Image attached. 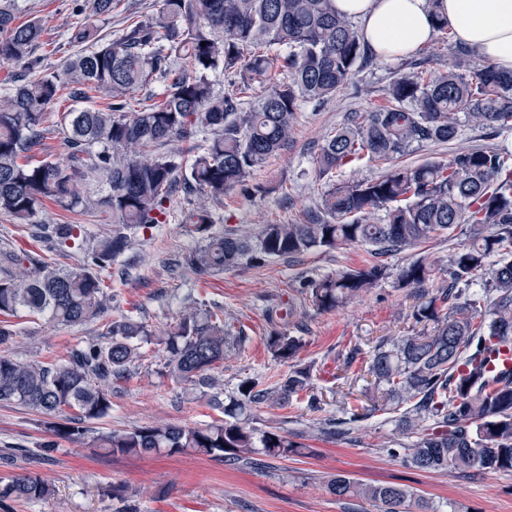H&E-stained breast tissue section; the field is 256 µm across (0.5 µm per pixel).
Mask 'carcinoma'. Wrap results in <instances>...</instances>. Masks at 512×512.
Listing matches in <instances>:
<instances>
[{
	"mask_svg": "<svg viewBox=\"0 0 512 512\" xmlns=\"http://www.w3.org/2000/svg\"><path fill=\"white\" fill-rule=\"evenodd\" d=\"M19 0H0V63L32 73L0 93V211L29 224L52 202L72 212L112 220V230L87 245L81 224H42L32 233L58 248H77L83 258L69 270L39 254L13 253L0 266V347L17 335L9 318L24 311L62 325L81 324L105 312L112 295L101 273L132 248L128 232L167 223L176 189L216 203L237 189L252 195L254 171L288 147L300 106L322 104L352 82L373 53L351 19L336 12L335 0H160L153 15L137 20L105 42L93 24L74 27L71 43L81 50L59 72L34 73V51L42 27L17 22ZM424 55L403 63L405 71L387 86L384 102L353 112L321 145L316 177L327 182L318 210L300 224H263L213 231L204 205L189 215L197 239L179 266L206 281L241 264L295 258L357 243L369 260L360 269L311 279L302 293L316 309L332 310L392 277L399 288L430 280L434 268L424 255L396 268L380 258L417 249L460 224L470 238L453 255L448 285L414 308L426 328L373 349L365 371L397 407L402 431L416 435L405 462L420 471L512 470V370L487 369L490 355L512 350V163L508 150L460 148L448 160L402 162L414 149L458 140L461 121L493 134L512 128V73L454 48L448 68L434 71ZM234 76L215 92L212 75ZM164 83L160 100L127 111L130 95L152 82ZM72 105L53 111L62 98ZM107 100L105 107L89 104ZM64 132L66 157L30 161L45 131ZM211 137L188 163L155 152L201 131ZM388 161L374 179L334 180L358 161ZM107 185L101 195L88 183ZM481 292L470 291L476 279ZM221 308L192 301L163 337L161 374L194 386L224 413L201 427L155 424L88 438V424L109 415L112 385L127 378L154 333L129 316L106 323L102 339L77 342L47 365L0 355V403H17L59 417L54 436L102 448L111 455H170L188 449L227 461L248 459L254 448L286 458L300 443L279 427L255 436L241 415L248 407L307 402L310 367L296 363L302 338L272 332L271 356L291 362L274 384L247 378L224 404L208 390L221 383L214 372L227 353L245 347L243 331L231 332ZM339 499L374 503L376 512L425 510L422 499L397 485H366L346 474L328 483ZM51 486L36 474L0 480V506L45 500Z\"/></svg>",
	"mask_w": 512,
	"mask_h": 512,
	"instance_id": "1",
	"label": "carcinoma"
}]
</instances>
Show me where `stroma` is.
I'll list each match as a JSON object with an SVG mask.
<instances>
[{
    "label": "stroma",
    "mask_w": 512,
    "mask_h": 512,
    "mask_svg": "<svg viewBox=\"0 0 512 512\" xmlns=\"http://www.w3.org/2000/svg\"><path fill=\"white\" fill-rule=\"evenodd\" d=\"M20 5V20L34 18L43 26L42 43L35 51L37 73L57 71L74 51L70 35L78 19L77 0H21ZM157 8L158 0H116L111 19L98 20L97 26L111 40L132 20ZM396 67L393 61L370 64L359 72L357 87H344L319 106L302 105L287 150L268 159L253 175L260 192L248 199L233 192L223 203L213 204L218 219L215 231L302 222L326 189L313 164L322 143L349 113L382 102ZM498 145V136L467 126L458 141L421 148L412 159L445 160L462 147ZM193 206V201L175 194L168 223L134 231L135 245L124 255L132 265L130 275L111 274L112 303L102 316L60 326L19 314L14 319L17 334L7 353L26 362L51 363L69 344L99 335L107 322L122 316H133L162 332L174 325L187 296L215 302L223 306L232 329H244L249 337L245 349L229 352L219 369L221 400L236 396L246 378L258 375L273 381L288 371V364L274 360L266 350L265 338L271 331L301 337L304 346L298 359L312 368L310 387L321 400V410L264 405L248 410L245 421L259 431L283 427L290 439L304 443V452L276 459L259 449L251 463L231 464L193 451L112 456L61 439L49 457L21 456L13 465L0 463V479L31 472L54 489L45 501L13 502L10 512H375L367 502L339 500L328 492V480L341 473L366 483L410 487L425 501L427 512H512L510 470L424 472L391 455L392 441L401 436L398 414L391 408L350 424L345 434L323 430L326 422L343 419L346 398L377 399V392L360 378L361 363L344 368L346 354L356 345L371 351L381 337L415 330L414 307L446 279L451 255L469 238L468 225L458 226L449 237L429 240L422 251L390 256V264L397 267L425 253L434 266L433 279L425 286L400 288L388 278L347 304L320 312L303 301L301 284L361 267L367 256L364 246L315 250L293 261L276 259L256 267L244 264L197 285L190 272L169 266L171 259L196 245L185 227V216ZM3 250H32L63 269L80 259L73 250L34 242L28 225L0 212ZM163 363L161 346H145L129 379L115 384L110 414L91 423V430L129 431L158 422L203 426L222 419V412L196 398L190 385L162 377ZM50 421V416L31 408L0 404V449L37 450L49 438Z\"/></svg>",
    "instance_id": "stroma-1"
}]
</instances>
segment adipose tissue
<instances>
[{
	"mask_svg": "<svg viewBox=\"0 0 512 512\" xmlns=\"http://www.w3.org/2000/svg\"><path fill=\"white\" fill-rule=\"evenodd\" d=\"M336 9L360 22L378 61L423 47L440 16L479 60L512 71V0H336Z\"/></svg>",
	"mask_w": 512,
	"mask_h": 512,
	"instance_id": "ef3b65f1",
	"label": "adipose tissue"
}]
</instances>
